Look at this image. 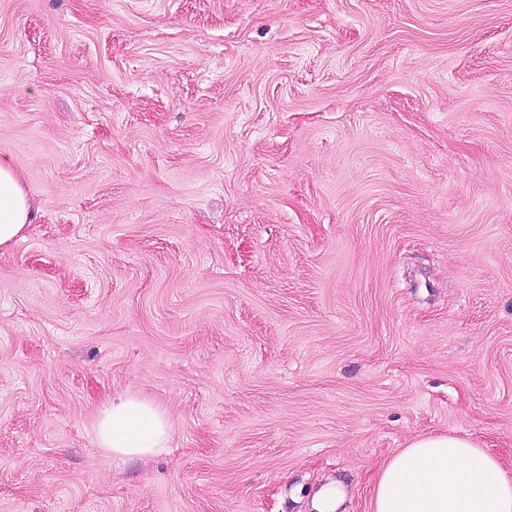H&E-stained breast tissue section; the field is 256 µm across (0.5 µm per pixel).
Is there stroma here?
<instances>
[{"instance_id": "35a3bbf8", "label": "stroma", "mask_w": 512, "mask_h": 512, "mask_svg": "<svg viewBox=\"0 0 512 512\" xmlns=\"http://www.w3.org/2000/svg\"><path fill=\"white\" fill-rule=\"evenodd\" d=\"M0 512H371L512 469V0H0ZM134 393L167 452L104 453ZM32 203L12 165L0 160V248L24 237L34 218ZM372 512H512V474L470 439L419 435L378 471Z\"/></svg>"}]
</instances>
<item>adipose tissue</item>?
Wrapping results in <instances>:
<instances>
[{
	"instance_id": "1",
	"label": "adipose tissue",
	"mask_w": 512,
	"mask_h": 512,
	"mask_svg": "<svg viewBox=\"0 0 512 512\" xmlns=\"http://www.w3.org/2000/svg\"><path fill=\"white\" fill-rule=\"evenodd\" d=\"M33 217L17 172L0 160V248L22 239ZM95 437L117 457L154 456L167 448L169 422L158 406L128 394L103 406ZM372 512H512V473L470 439L420 435L378 471Z\"/></svg>"
}]
</instances>
